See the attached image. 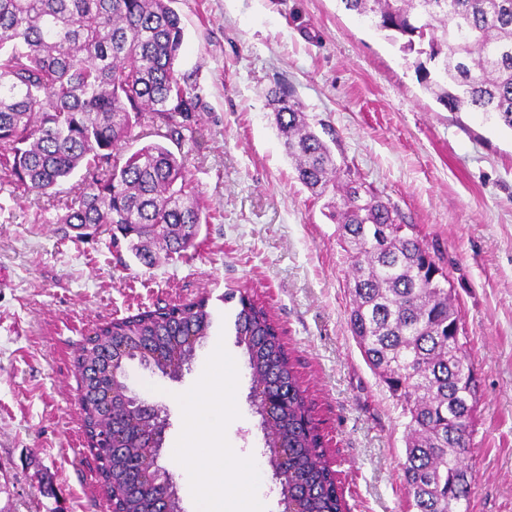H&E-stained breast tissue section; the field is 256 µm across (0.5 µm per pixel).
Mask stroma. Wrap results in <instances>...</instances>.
Masks as SVG:
<instances>
[{
    "label": "stroma",
    "mask_w": 512,
    "mask_h": 512,
    "mask_svg": "<svg viewBox=\"0 0 512 512\" xmlns=\"http://www.w3.org/2000/svg\"><path fill=\"white\" fill-rule=\"evenodd\" d=\"M185 28L178 63L205 105L180 150L209 206L197 245L151 262L110 232L87 238L53 221L76 180L39 196L0 177V512H112L86 443L76 358L88 333L144 309L205 296L224 323L181 377L128 366L134 393L166 414L159 463L184 512L195 504L170 450L181 393L216 354L230 357L237 413L224 443L252 456L269 512H281L237 302L248 291L278 327L320 423L347 512H413L403 474L407 419L352 337L349 265L337 226L296 179L267 93L292 90L310 124L330 128L337 157L437 247L475 374L465 463L469 512H512V131L451 112L398 48L339 0H175Z\"/></svg>",
    "instance_id": "stroma-1"
}]
</instances>
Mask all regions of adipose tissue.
I'll use <instances>...</instances> for the list:
<instances>
[{
    "instance_id": "obj_1",
    "label": "adipose tissue",
    "mask_w": 512,
    "mask_h": 512,
    "mask_svg": "<svg viewBox=\"0 0 512 512\" xmlns=\"http://www.w3.org/2000/svg\"><path fill=\"white\" fill-rule=\"evenodd\" d=\"M234 386L222 357L206 366L196 389L180 397L185 434L171 454L187 475L197 512H266L255 489V459L224 445V420L236 413Z\"/></svg>"
}]
</instances>
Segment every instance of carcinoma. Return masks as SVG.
<instances>
[{
    "mask_svg": "<svg viewBox=\"0 0 512 512\" xmlns=\"http://www.w3.org/2000/svg\"><path fill=\"white\" fill-rule=\"evenodd\" d=\"M401 51L415 55L421 83L450 112H482L512 130V0H340ZM173 0H0V174L23 190L47 195L80 176L78 192L55 223L79 237L104 228L132 242L147 261L150 245L172 253L195 247L206 207L181 146L203 109L201 96L177 63L185 39ZM268 105L294 162L296 179L320 199L333 194L332 217L351 269L349 325L368 366L409 417L403 470L416 512H452L448 493L467 499L473 485L451 487L465 467L474 389L459 383L466 353L448 339L459 313L448 289L435 284V250L385 204L306 121L284 88ZM163 138L121 157L143 114ZM236 342L248 355L252 380L283 401L262 420L265 444L289 452V496L304 512H344L345 502L305 391L292 371L265 308L239 295ZM208 298L141 310L114 319L87 339L76 364L86 369L109 341L130 349L108 355L99 382L112 389V409L100 412L92 385L81 410L91 440L118 434L99 467L121 512H183L168 472L142 447L147 425L127 394L126 362L176 378L208 336Z\"/></svg>",
    "mask_w": 512,
    "mask_h": 512,
    "instance_id": "cac0c4a2",
    "label": "carcinoma"
}]
</instances>
